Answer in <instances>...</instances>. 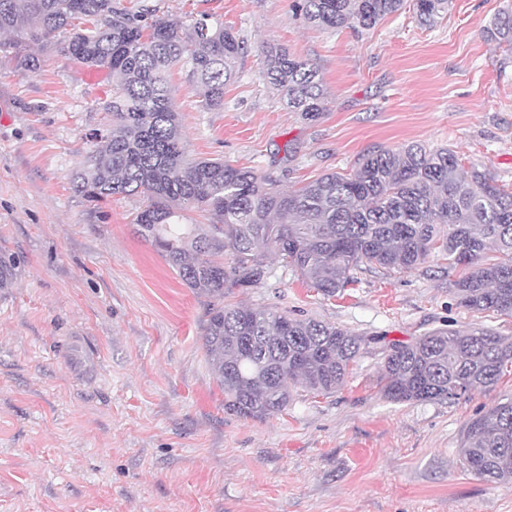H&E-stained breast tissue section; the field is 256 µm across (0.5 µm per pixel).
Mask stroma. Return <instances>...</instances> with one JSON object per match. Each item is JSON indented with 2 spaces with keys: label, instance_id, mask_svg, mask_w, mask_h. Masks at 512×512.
I'll return each instance as SVG.
<instances>
[{
  "label": "stroma",
  "instance_id": "stroma-1",
  "mask_svg": "<svg viewBox=\"0 0 512 512\" xmlns=\"http://www.w3.org/2000/svg\"><path fill=\"white\" fill-rule=\"evenodd\" d=\"M182 25L223 20L248 51L207 110L186 70L170 84L189 158H219L296 188L373 150L447 146L512 185V51L483 29L508 0H450L432 28L412 6L373 29L322 30L293 0H148ZM311 61L327 92L317 120L262 77L264 49ZM16 72L0 59V512H512V483L458 454L476 412L512 394V373L455 402L380 393L376 338L464 330L457 270L429 257L398 274L363 265L335 297L280 261L229 301L288 311L368 338L335 393L295 389L263 420L225 411L206 362L210 300L183 284L132 222L143 195L93 204L71 175L109 118L106 71L52 49ZM482 326L512 338V317Z\"/></svg>",
  "mask_w": 512,
  "mask_h": 512
}]
</instances>
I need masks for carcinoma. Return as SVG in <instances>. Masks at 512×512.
I'll return each instance as SVG.
<instances>
[{
    "label": "carcinoma",
    "instance_id": "carcinoma-1",
    "mask_svg": "<svg viewBox=\"0 0 512 512\" xmlns=\"http://www.w3.org/2000/svg\"><path fill=\"white\" fill-rule=\"evenodd\" d=\"M449 0H415L431 26ZM404 0H294L306 20L363 32L402 9ZM72 30L64 40L57 36ZM0 54L18 70L34 66L32 45H52L69 61L112 76L109 128L71 178L89 202L146 196L135 232L182 282L211 298L203 333L207 363L224 392V409L265 419L286 409L289 384L321 395L340 388L368 340L313 319L226 304L231 288L261 284L264 259L278 256L327 298L361 264L401 273L430 255L461 269L453 287L460 306L512 317V188L473 166L461 171L454 151L420 144L369 153L346 174L327 173L284 192L276 181L220 160L185 159L168 74L188 68L202 106H224L245 42L202 16L189 28L157 6L122 0H0ZM512 47V4L484 29ZM264 79L293 112L314 120L326 111L317 67L270 46ZM197 209L207 227L185 223ZM230 251L232 265L224 266ZM512 368V339L488 329L437 330L382 351L380 385L394 403L458 400L492 387ZM459 454L469 471L512 481V397L468 422Z\"/></svg>",
    "mask_w": 512,
    "mask_h": 512
}]
</instances>
